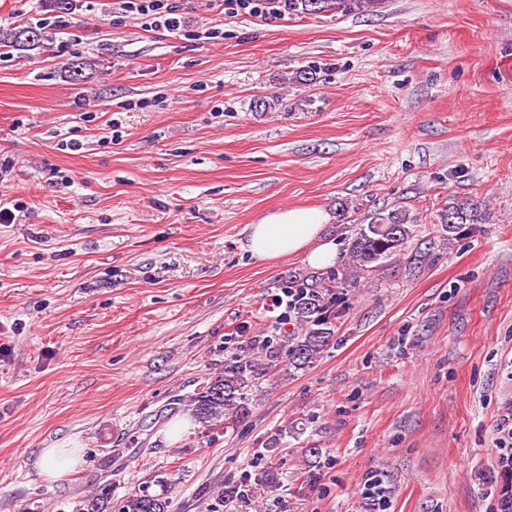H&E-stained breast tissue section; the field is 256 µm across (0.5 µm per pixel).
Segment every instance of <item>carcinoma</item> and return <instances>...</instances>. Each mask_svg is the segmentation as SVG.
Returning <instances> with one entry per match:
<instances>
[{"mask_svg":"<svg viewBox=\"0 0 512 512\" xmlns=\"http://www.w3.org/2000/svg\"><path fill=\"white\" fill-rule=\"evenodd\" d=\"M381 0H288V10L298 14L369 12ZM20 51L46 49V36L36 26H17L0 29V43ZM445 214L452 223L444 224L448 241L464 235L473 225L485 221L486 211L472 200L451 197ZM411 236L406 213L392 210L378 213L370 224L356 229L349 252V265L356 273H365L394 259L405 251ZM336 275L330 274L315 283L290 280L285 293L292 295L288 305L294 317L303 325V334L290 340L287 366L301 370L313 363L332 338V325L339 315V293ZM252 360L235 356L224 362V372L212 377L189 398L192 417L202 426L233 425L249 416L248 388L253 373ZM273 484V472L264 471L250 484L229 485L219 499L243 498L256 487ZM169 501L161 494L145 490L129 492L119 503L118 512H168ZM79 512H112V480L100 482L91 494L84 497Z\"/></svg>","mask_w":512,"mask_h":512,"instance_id":"cac0c4a2","label":"carcinoma"}]
</instances>
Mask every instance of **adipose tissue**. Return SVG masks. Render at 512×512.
<instances>
[{
    "instance_id": "adipose-tissue-1",
    "label": "adipose tissue",
    "mask_w": 512,
    "mask_h": 512,
    "mask_svg": "<svg viewBox=\"0 0 512 512\" xmlns=\"http://www.w3.org/2000/svg\"><path fill=\"white\" fill-rule=\"evenodd\" d=\"M329 215L314 207L285 208L268 213L250 225L248 252L260 259L301 255L315 266L335 262L337 244L324 239Z\"/></svg>"
}]
</instances>
